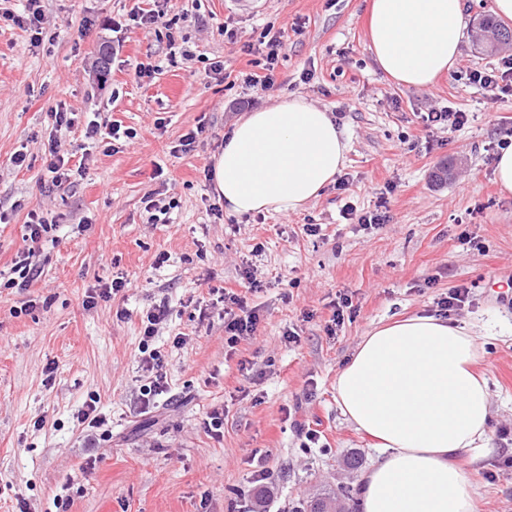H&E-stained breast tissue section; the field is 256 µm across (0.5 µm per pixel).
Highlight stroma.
<instances>
[{
	"mask_svg": "<svg viewBox=\"0 0 512 512\" xmlns=\"http://www.w3.org/2000/svg\"><path fill=\"white\" fill-rule=\"evenodd\" d=\"M369 3L42 0L45 37L34 48L19 24L23 0H0L13 15L0 21V512L22 500L28 512H291L340 485L360 492L378 452L341 414L336 376L372 328L437 314L459 285L469 300L449 320L483 346L491 395L488 445L460 462L476 512H512V442L500 435L512 428V194L493 181L499 145L512 140V91L492 98L469 81L502 59L475 42L493 0H464L458 63L428 89L399 86L376 66ZM137 7L158 11L152 28L128 25ZM282 30L273 85L245 86L241 73L263 60L247 45ZM147 65L158 67L154 79L140 77ZM278 95L325 107L344 132L339 184L294 213L216 214L207 166L232 125ZM442 107L467 123L427 125ZM59 108L137 136L112 150L90 144L82 126L57 127ZM193 128V149L178 151ZM52 141L73 171L58 187L46 172ZM151 201L168 206L166 223H149ZM33 209L56 225V240L37 258L41 279L19 288L5 274ZM377 211L384 223L358 224ZM246 269L259 284L247 296L258 321L231 350L222 291ZM116 275L126 290L87 305ZM344 297L352 306L336 326ZM160 304L168 315L152 346L168 386L148 406L142 317ZM90 402L106 423L86 431L76 416ZM215 407L220 437L204 427Z\"/></svg>",
	"mask_w": 512,
	"mask_h": 512,
	"instance_id": "1",
	"label": "stroma"
}]
</instances>
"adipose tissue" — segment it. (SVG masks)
Returning <instances> with one entry per match:
<instances>
[{
    "instance_id": "ef3b65f1",
    "label": "adipose tissue",
    "mask_w": 512,
    "mask_h": 512,
    "mask_svg": "<svg viewBox=\"0 0 512 512\" xmlns=\"http://www.w3.org/2000/svg\"><path fill=\"white\" fill-rule=\"evenodd\" d=\"M464 0H370L367 41L389 79L427 88L458 62ZM348 139L324 108L297 95L235 122L214 155L227 212L290 213L317 199L345 165ZM484 354L472 330L433 315L373 329L336 377V402L380 455L362 476L361 512H475L456 456L484 447L491 419Z\"/></svg>"
}]
</instances>
